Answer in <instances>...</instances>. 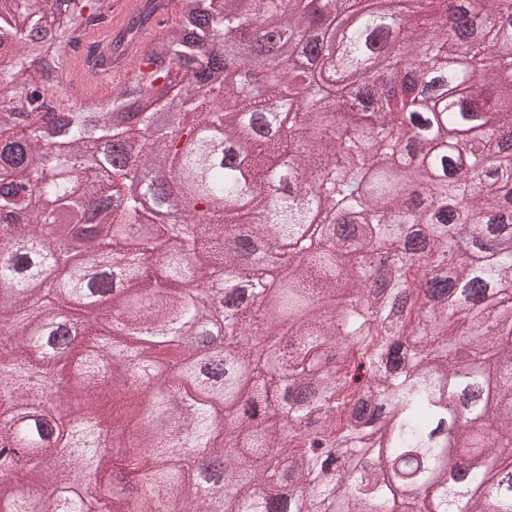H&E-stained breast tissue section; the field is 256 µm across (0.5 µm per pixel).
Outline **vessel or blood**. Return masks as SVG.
Returning <instances> with one entry per match:
<instances>
[{
  "instance_id": "1",
  "label": "vessel or blood",
  "mask_w": 512,
  "mask_h": 512,
  "mask_svg": "<svg viewBox=\"0 0 512 512\" xmlns=\"http://www.w3.org/2000/svg\"><path fill=\"white\" fill-rule=\"evenodd\" d=\"M142 52V44L132 45L123 57L113 62L112 71L107 76L100 72L88 74L85 69L83 53L70 55L67 64L61 71L60 81L67 85L74 95L94 96L104 81H111L116 87L123 85L139 69Z\"/></svg>"
}]
</instances>
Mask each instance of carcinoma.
I'll use <instances>...</instances> for the list:
<instances>
[{
    "label": "carcinoma",
    "mask_w": 512,
    "mask_h": 512,
    "mask_svg": "<svg viewBox=\"0 0 512 512\" xmlns=\"http://www.w3.org/2000/svg\"><path fill=\"white\" fill-rule=\"evenodd\" d=\"M179 20L147 46L119 90L86 105L58 95L82 26L106 0H0V433L22 454L0 456V512H512V0H405L406 18L370 0H170ZM164 0H139L103 67L151 26ZM360 16L341 46L334 33ZM235 34L244 79L224 85ZM299 53L310 71L282 67ZM311 78L294 107L290 85ZM330 78L353 102L323 95ZM212 84V107L198 91ZM278 100L293 121L277 130ZM158 112L172 123L159 126ZM251 145L245 172L212 136ZM177 178L171 223L141 238L134 196L116 177ZM239 196L250 220L228 209ZM335 213L309 223V210ZM84 235L90 250L63 280L42 228ZM294 248L281 279L248 261V237ZM398 259L374 267L377 253ZM166 258L161 273L151 259ZM115 260L112 314L125 359L111 372L81 349L66 362L38 335L52 290L80 294L86 269ZM220 275L274 288L281 314L257 299L224 331L222 395L199 378L211 339L194 286ZM82 335L111 344L108 322L70 310ZM79 378L61 394L71 416L49 420L45 378ZM153 420L141 429L143 390ZM112 401V441L102 402ZM102 448L95 479L84 460ZM137 448H149L141 455ZM469 460L462 480L457 458ZM232 488L208 505L206 465Z\"/></svg>",
    "instance_id": "carcinoma-1"
}]
</instances>
